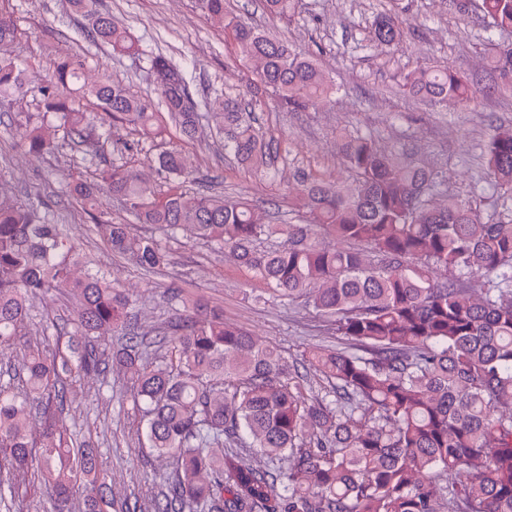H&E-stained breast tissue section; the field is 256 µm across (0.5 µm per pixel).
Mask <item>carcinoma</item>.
<instances>
[{
  "label": "carcinoma",
  "mask_w": 512,
  "mask_h": 512,
  "mask_svg": "<svg viewBox=\"0 0 512 512\" xmlns=\"http://www.w3.org/2000/svg\"><path fill=\"white\" fill-rule=\"evenodd\" d=\"M224 26V0H195ZM298 0H263L289 20ZM87 19L85 37L119 54L139 47L97 0H66ZM487 30L512 33V0H481ZM403 21L379 17L375 39L398 47ZM23 35L0 12V97L39 99L43 120L11 118L17 146L42 157L69 149L92 163L82 99L97 100L112 125L146 137L166 132L154 103L106 72L88 78L87 56L63 53L52 72L18 67L8 47ZM229 36L252 64L255 82L289 112L315 105L334 85L313 58L237 22ZM492 45V63L512 87V46ZM170 123L187 140L216 135L246 165L272 167L267 139L237 98H216L202 114L185 72L150 60ZM403 96L430 105L471 102L482 90L453 67L429 62L397 73ZM350 183L299 178L290 217L246 197L214 192L218 177L194 158L158 153L168 179L156 190L137 166L112 160L94 182L71 173L65 193L94 211V230L113 254L145 271L169 264L166 242L202 240L262 285L255 299L302 304L344 347L287 357L269 340L169 288L178 303L173 332L154 341L134 330L136 295L85 265L67 225L31 204L0 201V508L23 512L41 496L54 512H130L99 473L97 449L64 422L67 397L110 364L130 383L157 458L172 464L155 512H512V127L499 126L485 150L483 182L494 216L443 189V175L405 163L358 130L341 135ZM194 183L188 193L183 184ZM156 230L133 235L105 219L101 199ZM65 289L78 305L54 325V341L17 347L33 301Z\"/></svg>",
  "instance_id": "cac0c4a2"
}]
</instances>
